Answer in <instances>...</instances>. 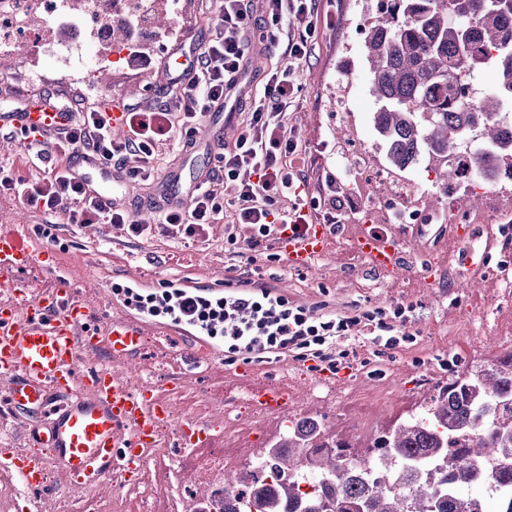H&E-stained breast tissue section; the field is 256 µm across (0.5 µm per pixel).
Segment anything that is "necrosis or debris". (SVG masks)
<instances>
[{"instance_id": "necrosis-or-debris-1", "label": "necrosis or debris", "mask_w": 512, "mask_h": 512, "mask_svg": "<svg viewBox=\"0 0 512 512\" xmlns=\"http://www.w3.org/2000/svg\"><path fill=\"white\" fill-rule=\"evenodd\" d=\"M106 0H83L80 12H73L67 0H0V57L9 55L17 45H25L23 62L27 71L40 70L45 59H55L67 67L73 51L88 53L80 67L69 69L67 77L76 84L98 80L101 70L112 66V45L102 24ZM335 110L343 118L345 134L336 148V172L348 192L361 200L352 215L355 224H400L405 227L429 224H489L493 213L489 206H469L471 198L487 197L488 179L463 168V193L451 194L447 204L430 209L420 186L381 163L360 140L354 114L344 101H336ZM234 441L211 439L185 449L164 466L163 481L147 482L142 500L143 512H180L184 490L177 476L188 466L207 460L221 462L225 469L236 468L239 457L233 455Z\"/></svg>"}]
</instances>
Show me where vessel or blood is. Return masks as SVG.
Wrapping results in <instances>:
<instances>
[{
  "mask_svg": "<svg viewBox=\"0 0 512 512\" xmlns=\"http://www.w3.org/2000/svg\"><path fill=\"white\" fill-rule=\"evenodd\" d=\"M72 120V113L40 96L27 99L21 111L0 114L1 125L27 132L34 145ZM233 126V112L210 113L206 138H219ZM71 169L107 208L125 184L113 175L111 164L86 152ZM206 176L203 170L173 172L164 184L167 199H184ZM333 237V225L306 224L300 232L280 236L278 248L289 268L309 270L328 252ZM355 248L373 271L408 269L399 238L361 234ZM48 250L46 238L28 225L0 232V287L5 290L0 296V377L10 380L0 395V417L32 413L40 418L29 427V450L12 452L0 462V471L23 486L48 487L41 463L30 454L35 448L49 454L56 478L66 484L86 491L109 489L117 473L134 481L160 446L171 419L166 390L183 380L176 371L160 387L139 382L145 337H153L161 357L170 355L172 337L187 338L183 353L191 362L202 351L220 358L223 345L186 323L136 309L112 290L90 300L61 267L52 269L50 287L30 290L23 275Z\"/></svg>",
  "mask_w": 512,
  "mask_h": 512,
  "instance_id": "obj_1",
  "label": "vessel or blood"
}]
</instances>
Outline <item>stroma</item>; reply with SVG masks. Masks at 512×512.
Masks as SVG:
<instances>
[{"label": "stroma", "instance_id": "35a3bbf8", "mask_svg": "<svg viewBox=\"0 0 512 512\" xmlns=\"http://www.w3.org/2000/svg\"><path fill=\"white\" fill-rule=\"evenodd\" d=\"M363 0H331L336 24L321 29L308 63L298 70L301 84L297 108L288 124L305 151L303 176L309 197L318 201L314 221L326 223L335 212L331 198L336 193V132L340 127L334 112L336 97L347 95L357 118L360 137L377 156L385 150L372 127L374 101L369 78L361 57ZM156 12L166 14L170 25L159 31L145 24L140 32L152 49L144 56L121 58L112 65V89L108 94L80 85L46 79L52 60H45L44 74L24 73L18 59L0 60V113L10 110L13 101L36 95H59L86 105L112 103L115 107L133 100V88L143 91L145 106H155L168 97V68H186L190 49L204 47L221 25L216 0H176L168 5L159 0ZM0 171L34 181L47 172L33 164L19 137H0ZM341 214L346 225L334 237L326 256L313 269L288 268L271 261L265 249L254 251V267L262 280L274 286L290 301L307 306L326 304L331 310L412 306L407 324L416 340L382 355L370 347L357 350L355 361L360 377L342 389L336 404L312 401L304 385L306 373L296 366L294 354L272 359L264 368L269 377L293 376L297 384L287 413L270 417L250 427V445L240 449L248 459L253 449L272 446L288 429L289 422L313 418L327 433L362 449L372 438L430 403L439 386L447 382L452 368L493 366L512 354V346L499 338L512 333V288L500 285L503 270L512 268V249L502 246L512 236V182L494 185L491 208L502 217V224H476L474 248L491 260L482 279L472 282L460 276L462 251L457 238L445 237L431 244L408 237L406 251L413 257V274H379L359 262L350 244L359 235L360 225L348 217L359 200L345 195ZM31 230L49 228V242L55 263L68 269L78 288L98 297L103 288L123 284L126 278L143 277L148 289L162 282L189 277L204 282L222 278L225 270L237 265L232 246L224 238L223 223L210 224L198 241L150 233L130 238L109 224H74L66 212L51 215L30 207L9 193H0V230L18 223ZM456 271L454 281L443 282V268ZM227 360H215L193 370L186 386L173 394L172 401L185 412H192L198 399L208 400L210 433L224 434V392L243 389L257 381L256 376L228 374Z\"/></svg>", "mask_w": 512, "mask_h": 512}]
</instances>
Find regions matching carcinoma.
I'll return each instance as SVG.
<instances>
[{
    "label": "carcinoma",
    "instance_id": "obj_1",
    "mask_svg": "<svg viewBox=\"0 0 512 512\" xmlns=\"http://www.w3.org/2000/svg\"><path fill=\"white\" fill-rule=\"evenodd\" d=\"M363 34L373 128L390 167L425 164L445 195L461 154L474 171L512 182V0H376ZM485 68L494 83L461 111L460 95ZM274 447L271 483H231L224 512H512V356L451 372L430 404L360 454L317 421L288 428ZM450 478L471 486L465 498ZM485 482L509 491L495 511Z\"/></svg>",
    "mask_w": 512,
    "mask_h": 512
}]
</instances>
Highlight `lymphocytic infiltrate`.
<instances>
[{
  "label": "lymphocytic infiltrate",
  "mask_w": 512,
  "mask_h": 512,
  "mask_svg": "<svg viewBox=\"0 0 512 512\" xmlns=\"http://www.w3.org/2000/svg\"><path fill=\"white\" fill-rule=\"evenodd\" d=\"M220 13L222 25L198 53L193 78L171 102L152 109L126 104L130 133L121 138L113 137L106 112L95 105L82 107L69 129L37 150L38 159L51 167L49 176L28 182L1 174L0 191L15 194L47 214L70 208L72 223L110 224L132 238L157 230L198 240L205 225L225 214L230 218L226 241L236 249L272 244L288 228L311 223L316 204L299 196L304 184L302 153L288 127L287 112L298 103L299 66L310 58L320 28L334 25L335 17L321 13L320 0H262L257 13L251 0H220ZM258 44L284 45L288 62L266 71L262 90L251 97L240 134L221 146L213 174L186 204H154L143 222L131 223L122 206L103 207L86 182L62 165V157L80 145L102 160L124 165L129 182L153 181L159 145L171 138L185 146L194 142L201 118L233 88L250 48ZM226 181L237 186L230 202L221 190ZM291 195L296 203L291 210H282V200ZM159 297L174 314L208 328L211 335H223L228 353L246 360L291 352L335 366L350 356L349 351H335L338 339L360 333L370 344L387 350L414 339L406 329L405 307L325 313L320 306L289 301L245 271L237 278L236 290L218 300L167 289L135 293L131 299L148 304Z\"/></svg>",
  "instance_id": "f902f5d3"
}]
</instances>
